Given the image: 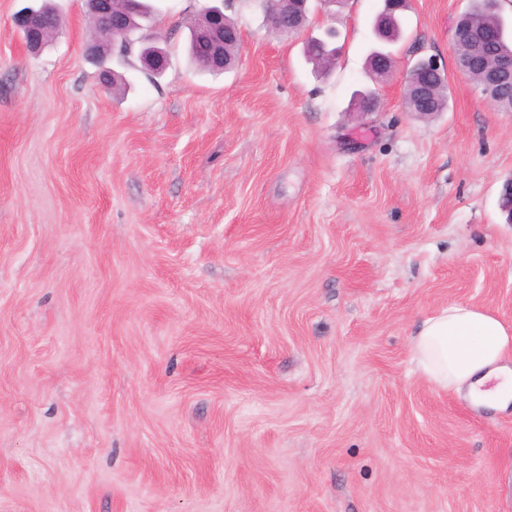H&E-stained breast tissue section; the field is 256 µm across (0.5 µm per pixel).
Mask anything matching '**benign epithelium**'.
<instances>
[{
	"label": "benign epithelium",
	"instance_id": "benign-epithelium-1",
	"mask_svg": "<svg viewBox=\"0 0 512 512\" xmlns=\"http://www.w3.org/2000/svg\"><path fill=\"white\" fill-rule=\"evenodd\" d=\"M307 0H268L267 23L277 33L288 36L300 31L307 18ZM90 22L103 26L110 32L112 44L91 38L85 44V54L100 66L98 80L107 89L112 84V70L106 66L110 57L122 53L130 40L131 12L139 9V0H86ZM42 8H28L13 19V28L30 50H39L46 45L53 32L41 25ZM467 21L460 18L453 34V53L458 57L468 51L465 42ZM199 54L214 68L227 65L224 55V10L209 16V23L195 32ZM143 68L150 73L166 70L168 59L165 51L156 49L141 54ZM373 71L383 77L390 75L394 58L379 52L370 58ZM475 73L481 75L485 92H495L502 84L512 81V58L485 59L479 62ZM443 84L442 71L432 60H422L411 67L405 87V104L409 111L426 113L435 108L436 89Z\"/></svg>",
	"mask_w": 512,
	"mask_h": 512
}]
</instances>
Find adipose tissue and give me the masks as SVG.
Listing matches in <instances>:
<instances>
[{
  "label": "adipose tissue",
  "mask_w": 512,
  "mask_h": 512,
  "mask_svg": "<svg viewBox=\"0 0 512 512\" xmlns=\"http://www.w3.org/2000/svg\"><path fill=\"white\" fill-rule=\"evenodd\" d=\"M411 347L417 369L435 386L478 407L512 405V327L492 311L448 305L422 322Z\"/></svg>",
  "instance_id": "1"
}]
</instances>
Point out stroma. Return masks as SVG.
Returning a JSON list of instances; mask_svg holds the SVG:
<instances>
[{
	"instance_id": "stroma-1",
	"label": "stroma",
	"mask_w": 512,
	"mask_h": 512,
	"mask_svg": "<svg viewBox=\"0 0 512 512\" xmlns=\"http://www.w3.org/2000/svg\"><path fill=\"white\" fill-rule=\"evenodd\" d=\"M0 0V512H512V408L415 369L451 303L512 327V111L460 74L469 0H410L376 112L381 0L316 9L283 38L229 0L235 66H191L207 0H151L166 71L83 54L84 0L57 36ZM336 29L329 75L303 55ZM434 57L448 109L403 104ZM42 8H27L13 19V28L30 50H40L46 45L53 33L41 25Z\"/></svg>"
}]
</instances>
